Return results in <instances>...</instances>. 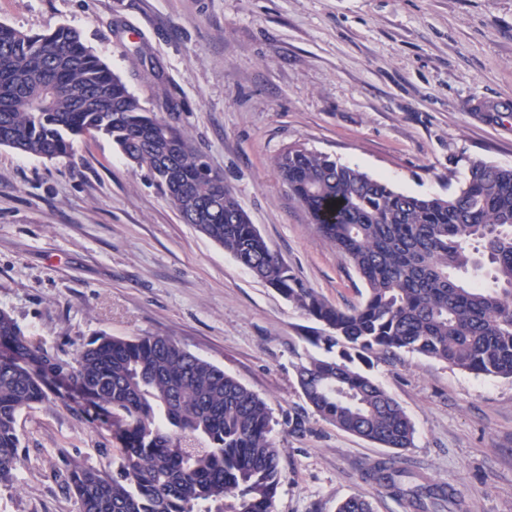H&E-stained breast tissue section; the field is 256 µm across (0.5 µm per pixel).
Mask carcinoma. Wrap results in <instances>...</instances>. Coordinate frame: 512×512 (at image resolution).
<instances>
[{"label": "carcinoma", "instance_id": "1", "mask_svg": "<svg viewBox=\"0 0 512 512\" xmlns=\"http://www.w3.org/2000/svg\"><path fill=\"white\" fill-rule=\"evenodd\" d=\"M104 135L154 178L186 224L224 247L255 277L327 329L315 337L358 355L405 351L475 375L512 379V168L483 161L448 197L411 196L306 148L273 166L312 223L366 286L351 308L330 305L270 250L224 178L202 173L203 152L185 133L144 109L119 75L66 26L28 34L0 23V145L47 159ZM165 158L169 165L159 168ZM219 200L218 210L208 206ZM484 270L494 287L463 275ZM0 483L22 462L18 416L48 400L79 398L117 444L109 474L63 457L79 512H272L282 481L272 413L256 393L169 336L102 333L71 358L50 353L0 309ZM28 362L23 366L20 361ZM350 354L297 368L307 403L336 428L385 448L413 444L402 407ZM401 470L369 477L401 491ZM449 502L442 487L416 494ZM337 512H372L353 495Z\"/></svg>", "mask_w": 512, "mask_h": 512}]
</instances>
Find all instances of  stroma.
Wrapping results in <instances>:
<instances>
[{"mask_svg": "<svg viewBox=\"0 0 512 512\" xmlns=\"http://www.w3.org/2000/svg\"><path fill=\"white\" fill-rule=\"evenodd\" d=\"M0 23L78 30L339 308L365 285L275 155L300 146L416 196H448L475 160L512 167V0H0ZM0 308L63 357L102 333L170 336L257 393L281 450L273 512H336L358 494L374 512H416L427 485L452 493L449 512H512V381L404 351L359 360L411 419L414 445L337 429L297 383L300 364L326 355L311 342L324 326L184 223L107 137L53 160L0 146ZM17 430L24 465L18 487L0 485V512H78L60 459L111 469V433L56 398ZM381 461L403 470V495L368 478Z\"/></svg>", "mask_w": 512, "mask_h": 512, "instance_id": "obj_1", "label": "stroma"}]
</instances>
